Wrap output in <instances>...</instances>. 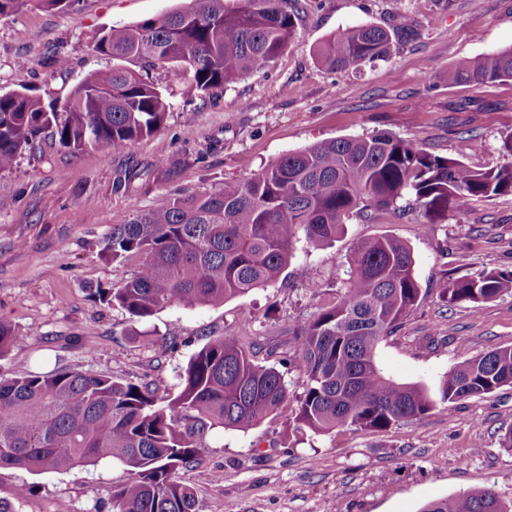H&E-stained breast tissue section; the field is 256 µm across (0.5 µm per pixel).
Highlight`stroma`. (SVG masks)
<instances>
[{
    "label": "stroma",
    "instance_id": "35a3bbf8",
    "mask_svg": "<svg viewBox=\"0 0 512 512\" xmlns=\"http://www.w3.org/2000/svg\"><path fill=\"white\" fill-rule=\"evenodd\" d=\"M190 0H80L58 11L28 0L0 20V92L28 89L61 109L73 87L108 67L88 49L91 37L187 8ZM294 40L267 69L243 75L212 95L189 93L181 69L150 70L170 108L155 134L115 150L73 152L44 135L12 169L0 171V321L22 345L0 359V373L21 376L68 368L147 383L169 399L180 374L209 336L256 346L278 367L291 403L246 431H205L204 450L179 472L198 512H420L428 502L494 488L512 497V386L437 403L424 417L384 431L297 429L299 363H285L288 330L335 304L353 243L390 235L407 242L424 294L397 332L376 349L382 373L435 389L448 369L512 346V291L479 305L447 304L446 283L483 270L512 271V195L473 203L464 215L427 223L401 207L374 218L353 214L329 247L298 235L290 269L275 283L221 306L167 307L136 321L99 303L96 288H117L137 269L133 258H105L102 243L131 210L221 188L281 156L333 138L389 132L431 154L485 169L505 162L512 134V80L449 85V67L512 48V0H299ZM399 15L411 29L386 61L360 72L327 70L315 50L359 24L386 27ZM69 61L56 70L57 57ZM307 267L319 284L292 275ZM128 478L103 462L67 473L0 469V498L17 512H109L106 489ZM24 498H16L21 486Z\"/></svg>",
    "mask_w": 512,
    "mask_h": 512
}]
</instances>
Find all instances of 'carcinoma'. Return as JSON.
Returning a JSON list of instances; mask_svg holds the SVG:
<instances>
[{
    "instance_id": "1",
    "label": "carcinoma",
    "mask_w": 512,
    "mask_h": 512,
    "mask_svg": "<svg viewBox=\"0 0 512 512\" xmlns=\"http://www.w3.org/2000/svg\"><path fill=\"white\" fill-rule=\"evenodd\" d=\"M183 11L113 26L89 43L98 55L141 63L177 64L191 89L210 94L246 72L271 66L296 34L288 0H191ZM406 29L358 25L329 38L315 53L332 71L359 69L387 58ZM512 79V48L448 68V84ZM169 103L139 72L114 66L78 83L61 111H47L24 91L0 93V171L14 166L49 131L73 151L123 148L163 127ZM512 194V160L475 169L428 153L417 140L388 132L334 138L285 154L243 181L176 198L167 207L136 211L112 225L102 252L140 257L119 288L99 300L145 319L171 305L218 306L276 281L288 266L298 230L315 246L336 241L345 219L388 211L408 198L432 224L448 204L467 213L481 199ZM413 252L381 236L353 245L339 302L291 329L294 359L306 383L296 424L314 433L340 428L383 431L419 419L435 405L430 391L386 378L377 344L393 335L421 299ZM512 290V272L482 271L444 287L450 304L491 301ZM23 337L0 323V360ZM167 404L147 384L80 369L0 375V467L67 472L116 461L126 482L107 491L111 512H197L193 490L178 472L202 452L207 427L246 431L288 401L283 374L254 360L251 348L211 337L180 374ZM512 385V346L454 366L438 383L454 404ZM421 512H512L492 488L427 503Z\"/></svg>"
}]
</instances>
